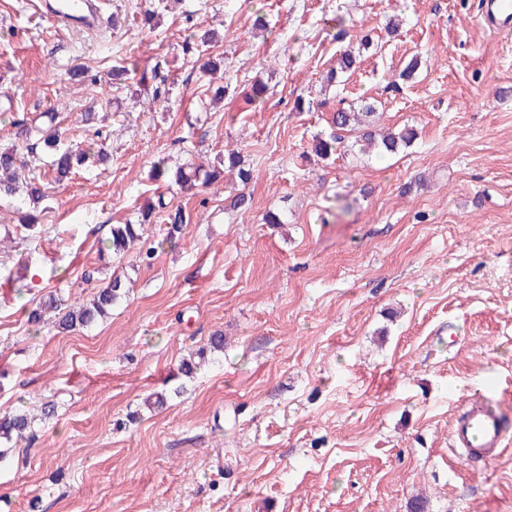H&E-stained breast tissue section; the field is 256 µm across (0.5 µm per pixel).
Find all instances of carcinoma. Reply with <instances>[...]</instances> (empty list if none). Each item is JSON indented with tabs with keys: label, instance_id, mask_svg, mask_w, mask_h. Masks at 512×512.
<instances>
[{
	"label": "carcinoma",
	"instance_id": "carcinoma-1",
	"mask_svg": "<svg viewBox=\"0 0 512 512\" xmlns=\"http://www.w3.org/2000/svg\"><path fill=\"white\" fill-rule=\"evenodd\" d=\"M355 69L356 56L351 51H345L337 58V66L332 72V78L338 83H343ZM377 117L376 105L367 100L360 101L357 106L351 105L337 110L333 115L336 133L327 139L316 137L315 152L322 157H327L336 151L339 144L348 149L363 142L373 147L376 154L382 157L411 146L417 139L416 130L409 126L389 130L382 134L381 138H376L374 126ZM12 125L15 128V143L0 147V198H21L27 206L36 209L44 198V191L40 184L43 168H48L54 180L60 182L69 178L75 170L85 166L91 160L99 164L110 160L102 131L98 128L92 132L91 144L80 148L66 142L59 129L52 124L42 127L22 119L12 121ZM351 132L355 133L354 141L347 143L345 134ZM226 163L231 167L239 168L241 181L246 183L250 180V170L241 167V155L238 152L229 155L225 161H218V165L210 170L202 169L192 163H185L172 171L159 163L153 167V173L154 178L163 179L183 191L192 190L200 183L208 185L219 180L220 166ZM20 170L30 172L32 178L29 182L19 183L18 171ZM154 210L155 207L149 204L140 212L136 223L112 225L110 236L106 239L107 249L115 255H120L125 253L131 245L139 242L142 244L139 258L144 261L153 259L157 253L156 247L154 243L144 239V234L145 226L153 223ZM185 227L182 209L179 207L168 209L165 240L172 242L181 237ZM85 281L93 288V295L88 301L68 304L63 297L51 294L43 302L32 307H23V311L27 314V322L31 325L43 323L44 312L47 311L54 313L53 327L59 333L88 329L107 317L112 307L130 291V283L118 276L100 279L89 273L85 276ZM56 413L55 402L48 400L37 407L35 414L26 409H19L0 416V466L12 457L13 448L10 443L13 438L25 436L35 438L38 423L53 419Z\"/></svg>",
	"mask_w": 512,
	"mask_h": 512
}]
</instances>
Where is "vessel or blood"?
<instances>
[{
	"label": "vessel or blood",
	"instance_id": "1",
	"mask_svg": "<svg viewBox=\"0 0 512 512\" xmlns=\"http://www.w3.org/2000/svg\"><path fill=\"white\" fill-rule=\"evenodd\" d=\"M52 13L62 21L94 29L100 21L101 0H68L66 5L54 7ZM479 15L494 33H512V0H480ZM505 441V414L494 399L486 396L469 399L458 408L449 444L459 457L495 460Z\"/></svg>",
	"mask_w": 512,
	"mask_h": 512
}]
</instances>
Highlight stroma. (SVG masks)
Listing matches in <instances>:
<instances>
[{"label": "stroma", "mask_w": 512, "mask_h": 512, "mask_svg": "<svg viewBox=\"0 0 512 512\" xmlns=\"http://www.w3.org/2000/svg\"><path fill=\"white\" fill-rule=\"evenodd\" d=\"M103 12L89 31L0 0V145L13 120L43 112L83 144L92 110L112 152L50 184L41 234L0 251V412L57 405L0 467V512H410L417 498L424 512H512V435L486 466L448 447L466 398L512 411V38L482 25L477 0H103ZM258 14L267 30H253ZM209 29L231 82L217 102L182 48ZM345 50L357 69L328 82ZM77 64L87 78H72ZM153 72L167 101L141 82ZM258 78L269 93L247 101ZM364 98L416 143L315 156L339 101ZM189 144L203 162L240 151L251 182L228 171L197 196L166 190L188 227L164 242L155 212L152 265L100 251L110 225L154 201V163H184ZM271 208L283 223H264ZM93 267L131 281L106 318L72 333L27 324L29 301L86 300ZM216 333L223 352L176 391L181 360ZM162 390L166 406L147 410Z\"/></svg>", "instance_id": "obj_1"}]
</instances>
